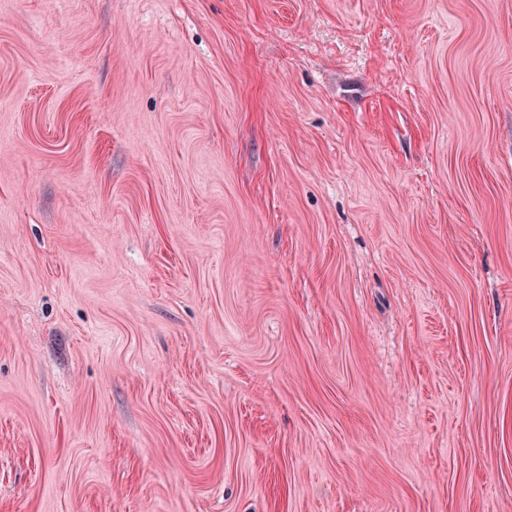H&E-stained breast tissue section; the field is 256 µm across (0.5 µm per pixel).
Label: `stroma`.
<instances>
[{"label":"stroma","mask_w":512,"mask_h":512,"mask_svg":"<svg viewBox=\"0 0 512 512\" xmlns=\"http://www.w3.org/2000/svg\"><path fill=\"white\" fill-rule=\"evenodd\" d=\"M0 512H512V0H0Z\"/></svg>","instance_id":"stroma-1"}]
</instances>
